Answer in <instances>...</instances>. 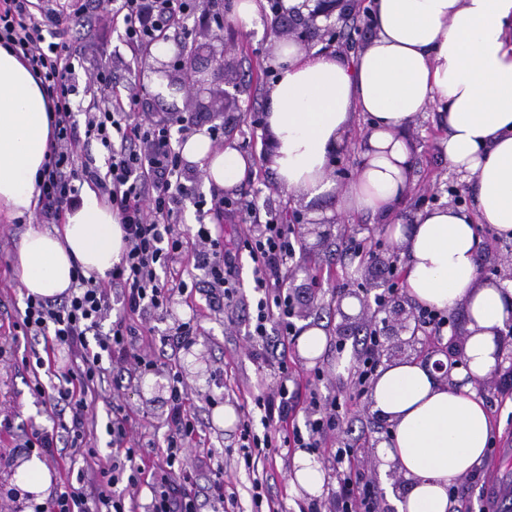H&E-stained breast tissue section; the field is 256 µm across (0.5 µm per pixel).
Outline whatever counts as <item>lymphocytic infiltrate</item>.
Wrapping results in <instances>:
<instances>
[{
    "mask_svg": "<svg viewBox=\"0 0 512 512\" xmlns=\"http://www.w3.org/2000/svg\"><path fill=\"white\" fill-rule=\"evenodd\" d=\"M192 7L193 0H54L52 7L39 10L34 0H0V44L27 62L55 112L56 141L37 183V219L63 223L79 199V182H87L117 214L126 242L108 281L77 273L62 298L27 297L16 326L38 348L24 363L32 372L50 376L51 387L37 381L32 391L60 422L55 433L31 428L25 444L44 452L54 447L59 436L67 438L69 459L78 469L75 477L61 483L54 512H127L126 498L135 497L144 484L151 492L147 512H198L193 476L184 458L196 435L197 416L179 373L171 375L166 452L148 470L138 464L144 449L129 445L134 421L120 404L109 409L107 433L112 445L124 447V461L89 445V426L96 418L91 399L105 382L111 383L113 392H121L122 378L112 375L114 367L128 365L139 373L155 370L154 357L137 343L133 323L148 311L166 310L174 292H187L186 281L161 277L169 259L191 254L194 267L207 273L210 301L220 305L238 296V264L245 257L251 263L256 295L246 334L257 356L276 366L279 379L272 386L257 380L250 391L251 407L240 422L239 457L245 469L254 471L285 447L327 450L337 484L333 512H361L372 492L357 472V448L328 447L340 424V401L311 397L312 416L304 428L290 425L296 402L288 387L286 346L297 330L293 299L281 283L296 253L291 229L273 216L257 233L242 237L236 250L225 249L223 219L251 214L253 203L246 196L231 198L215 188L210 197L195 200L203 222L193 237L175 232L189 190L171 133L195 132L193 118H177L172 126L134 119L108 74L79 79L76 52L44 34L49 22L87 24L101 19L121 28L127 43L143 45L178 25ZM79 92L90 101L78 114L72 97ZM92 139L107 152L104 166L93 165L83 152ZM116 305L122 315L114 319L110 311ZM61 349L71 357L66 365L42 357L43 351Z\"/></svg>",
    "mask_w": 512,
    "mask_h": 512,
    "instance_id": "f902f5d3",
    "label": "lymphocytic infiltrate"
}]
</instances>
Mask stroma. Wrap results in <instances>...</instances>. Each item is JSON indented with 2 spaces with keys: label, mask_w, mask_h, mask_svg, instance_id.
<instances>
[{
  "label": "stroma",
  "mask_w": 512,
  "mask_h": 512,
  "mask_svg": "<svg viewBox=\"0 0 512 512\" xmlns=\"http://www.w3.org/2000/svg\"><path fill=\"white\" fill-rule=\"evenodd\" d=\"M205 11L203 0H198L194 13L183 19L182 27L192 30L196 42L203 46V56L223 51L224 75L211 84L198 102L183 93L170 100L157 96L119 30L111 23L103 22L90 29L69 23L56 27L55 34L58 42L79 44L85 69L107 70L119 88L136 94L139 118L157 120L190 114L203 126L223 128L224 145L251 155L257 167L255 178L242 183V190L259 211L276 214L282 223L292 225L296 238H303L308 222H320L326 234L324 242L311 251L297 247L295 257L288 263L284 288L296 297V325L322 327L328 341L323 353L311 361L301 357L296 344H289V365L299 387H313L323 399L339 398L343 413L338 441L359 446L360 469L377 492L378 512H397L395 498L404 484L399 476L381 471L376 456L377 446L389 438L390 425L371 411L368 394L354 393L351 385L359 342L367 326L361 323L341 328L333 290L346 287L371 298L378 293L364 263L342 254V246L370 250L399 270L405 264L403 249L391 244L382 225L372 222L369 215L339 211L335 195L308 202L280 185L271 167L268 131L251 126L250 117L266 110L267 88L277 76L273 58L286 30L276 24L267 8L248 31L230 21L220 28L204 25L200 16ZM408 135L417 147L414 179L394 214L395 219L408 223L424 210L448 205L454 189L465 198H472L471 182L439 148L443 132L437 126L435 113L426 112L409 128ZM359 144L360 129L355 126L348 132L345 149L331 156L327 176L335 183L337 193L345 192L354 179ZM37 224L32 214L23 215L18 221L0 217V512H23L21 489L14 475L19 463L29 455L23 447L26 433L33 425L52 429L55 422L32 392L33 375L21 364L26 353L24 345L13 340L14 324L26 299L14 274L13 258L23 235ZM477 235L479 261L488 281L512 282V239L499 237L486 224L478 225ZM241 280L243 287L236 300L223 308L211 306L198 291L175 295L164 317L143 319L139 342L166 367H177L194 403L198 443H205L217 461L226 463L229 488L238 497L240 512H252L250 477L237 465L238 426L223 422L225 409L239 410L262 373V362L254 356L244 326L245 316L254 310L250 267H243ZM188 320L197 325L195 341L188 347H175V329ZM169 385L165 368L133 376L120 396L109 391L102 393L96 403L92 445L106 448L110 440L105 430L107 411L110 402L116 401L125 406L136 422L134 441L146 448L164 450ZM472 387L487 403L497 447H512V400L503 405L494 402L486 378L473 380ZM294 454V449L284 448L264 462L271 477L273 500L283 512H299L300 505L311 500L310 494L292 488L289 482Z\"/></svg>",
  "instance_id": "obj_1"
}]
</instances>
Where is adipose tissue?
Segmentation results:
<instances>
[{"instance_id":"obj_1","label":"adipose tissue","mask_w":512,"mask_h":512,"mask_svg":"<svg viewBox=\"0 0 512 512\" xmlns=\"http://www.w3.org/2000/svg\"><path fill=\"white\" fill-rule=\"evenodd\" d=\"M374 36L354 63L307 52L292 42L276 50L278 77L267 95L270 159L279 183L312 200L331 193L327 168L346 144L356 116L361 163L339 210L369 213L403 246V285L419 305L444 312L464 305L462 360L472 377L498 366L500 331L512 320V287L481 282L475 227L512 237V0H374ZM437 109L440 145L458 172L472 175L475 212L450 205L391 222L412 178L415 145L408 129ZM53 104L16 53L0 45V213H33L37 181L55 133ZM184 160L223 189L251 176V157L214 149L202 132L188 136ZM118 216L92 189L60 229H29L14 268L26 294L54 298L74 269L107 278L125 250ZM391 425L377 448L407 483L397 512H448V490L478 467L491 442L483 400L448 385L434 360L381 366L369 399Z\"/></svg>"}]
</instances>
